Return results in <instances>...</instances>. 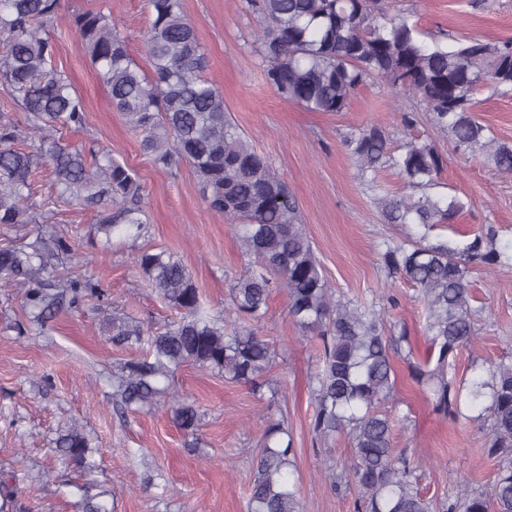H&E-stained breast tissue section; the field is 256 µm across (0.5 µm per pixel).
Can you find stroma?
Segmentation results:
<instances>
[{"instance_id": "35a3bbf8", "label": "stroma", "mask_w": 512, "mask_h": 512, "mask_svg": "<svg viewBox=\"0 0 512 512\" xmlns=\"http://www.w3.org/2000/svg\"><path fill=\"white\" fill-rule=\"evenodd\" d=\"M183 3L206 53L205 76L223 94L239 131L287 182L323 273L338 295L362 302L380 298L388 288L379 266L384 241L403 240L414 231L410 224L384 223L375 204L377 191L404 193L397 171L381 169L374 189L357 176L346 140L373 125L393 145L415 138L434 143L442 154L444 167L432 193L456 198L461 208L452 224L433 230V237L461 245L491 224L499 230V246H512V175L500 174L481 157L457 152L414 95L371 81L355 91L345 111H306L267 83L265 64L253 47L261 20L242 10L241 0ZM386 8L409 15L428 42L444 32L490 44L512 39V0H387ZM87 9L109 15L126 37L131 56L141 68L149 66L143 48L146 0H60L52 40L60 67L84 101L86 123L83 129L59 133L58 139L67 145L97 143L134 169L143 186L148 225L138 239L108 240L98 233L93 211L55 205L53 229L73 253L56 259L51 272L97 282L109 294L103 304L66 307L40 325L30 319L21 288L0 281V480L19 489L13 512H77L87 483L94 491H107L112 512H246L250 473L272 418L284 421L293 438L292 479L303 512H352V494L334 492L322 476L328 461L350 463L351 443L344 435L323 443L312 433L309 383L317 370L318 341L304 336L289 318L281 290H273L268 312L256 325L273 344L270 376L279 387L276 400L211 370L182 367L168 385L199 410L193 438L176 427L165 406L128 408L116 402L117 369L141 359L145 348L114 346L104 315L131 318L152 333L179 318L149 287L138 255L172 252L217 318L223 317L247 260L230 221L203 200L194 168L182 162L168 171L158 169L141 150L138 133L113 110L83 46L67 28L69 15ZM476 99L479 121L512 143V95L484 88ZM406 112L416 115L409 129L401 123ZM471 282L491 313L480 319L477 341L456 358L461 377L512 353V272L482 268L473 272ZM391 291L399 300L393 316L408 326L416 353H424V318L413 288L400 283ZM397 370L399 395L409 403L413 421L395 428L393 446L412 449L427 461L420 480L424 494L438 500L461 478L480 484L491 480L495 465L483 452L479 423L434 415L405 365ZM74 424L97 449L93 472H81L55 452L59 432Z\"/></svg>"}]
</instances>
